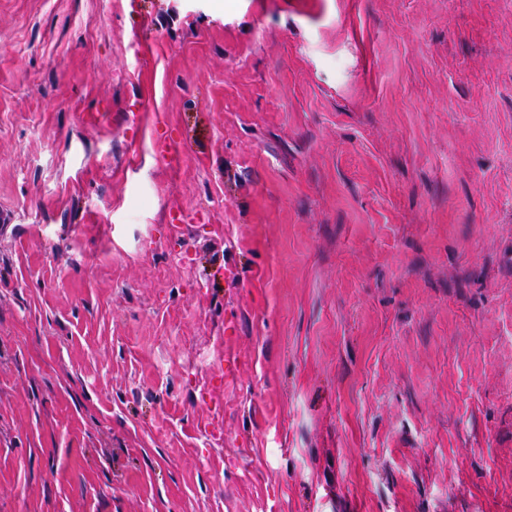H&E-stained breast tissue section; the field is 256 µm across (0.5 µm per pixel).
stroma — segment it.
<instances>
[{
	"label": "stroma",
	"mask_w": 512,
	"mask_h": 512,
	"mask_svg": "<svg viewBox=\"0 0 512 512\" xmlns=\"http://www.w3.org/2000/svg\"><path fill=\"white\" fill-rule=\"evenodd\" d=\"M0 512H512V0H0Z\"/></svg>",
	"instance_id": "1"
}]
</instances>
